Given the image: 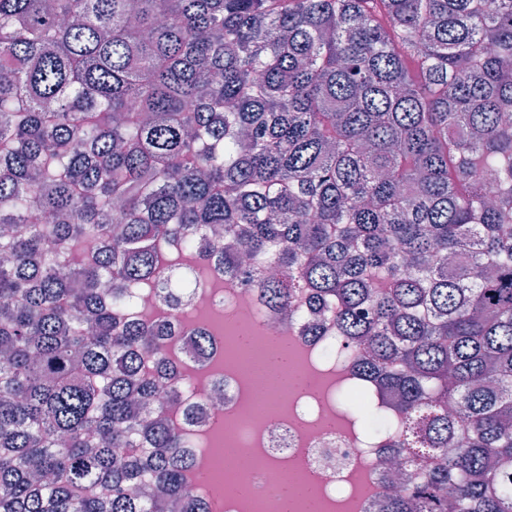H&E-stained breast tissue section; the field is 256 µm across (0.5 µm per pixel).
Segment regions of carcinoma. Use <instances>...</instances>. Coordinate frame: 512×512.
<instances>
[{
  "instance_id": "cac0c4a2",
  "label": "carcinoma",
  "mask_w": 512,
  "mask_h": 512,
  "mask_svg": "<svg viewBox=\"0 0 512 512\" xmlns=\"http://www.w3.org/2000/svg\"><path fill=\"white\" fill-rule=\"evenodd\" d=\"M510 108L512 0H0V512H213L139 371L216 267L336 325L383 512H512Z\"/></svg>"
}]
</instances>
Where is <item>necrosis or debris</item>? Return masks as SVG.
I'll list each match as a JSON object with an SVG mask.
<instances>
[{"label": "necrosis or debris", "instance_id": "1", "mask_svg": "<svg viewBox=\"0 0 512 512\" xmlns=\"http://www.w3.org/2000/svg\"><path fill=\"white\" fill-rule=\"evenodd\" d=\"M168 326L178 336L206 328L218 344L208 355L212 377L194 384V415L167 416L168 422L188 427L200 439L197 469L219 476L234 472V458L224 454L228 445L254 461L249 474L256 489L252 501L241 500L217 482L196 486L198 496H220L225 512H277L273 476L297 479L307 473L318 479L325 512H381L388 488L402 490V483L387 480L395 449L363 448L339 413L332 376L312 362L318 337L298 325L285 327L276 315L257 319L254 296L237 278L219 276L196 289L187 311L171 316ZM272 331L283 333L294 347L293 370L316 379L311 393L270 392L250 380L244 356L232 350L233 339Z\"/></svg>", "mask_w": 512, "mask_h": 512}]
</instances>
